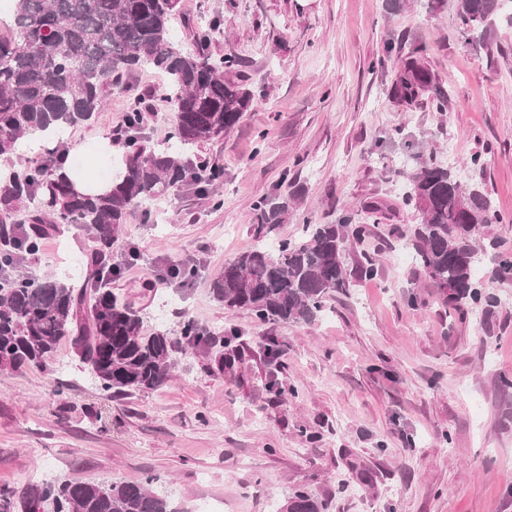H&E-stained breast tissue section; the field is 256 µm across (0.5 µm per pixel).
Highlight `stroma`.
Wrapping results in <instances>:
<instances>
[{"instance_id": "1", "label": "stroma", "mask_w": 512, "mask_h": 512, "mask_svg": "<svg viewBox=\"0 0 512 512\" xmlns=\"http://www.w3.org/2000/svg\"><path fill=\"white\" fill-rule=\"evenodd\" d=\"M456 3L181 0L175 34L187 43L221 19L210 50L242 59L257 105L195 153L223 166L216 191L170 193L129 219L112 254V290L145 313L143 334L161 325L179 333L189 317L203 328L232 323L243 343L225 348L224 369L213 356L182 354L162 389L111 400L73 364L67 339L57 355L71 369L0 370L1 490L61 475L109 483L158 474L181 512L205 502L279 512L296 492L321 512H512V389L499 383L512 378V283L497 285L487 318L449 315L398 241L418 222L402 201L400 164L430 147L465 184L473 176L461 160L485 151L483 182L504 218L493 233L512 239V22L497 19L495 41L480 48L462 36ZM418 46L450 95L445 113L394 102L393 63L375 65L386 50ZM165 85L155 70L126 74L94 121L64 132L65 148L92 154V174L110 179L124 151L112 129L130 99L144 101L150 142L170 134ZM294 190L298 204L271 241L297 237L304 217L333 224L357 212L370 230L350 243L346 265L369 253L375 276L330 293L310 324L227 313L210 284L254 245L252 203ZM89 244L85 233H50L24 269L79 276ZM176 263L195 277L162 283ZM269 334L282 343L274 360L260 345ZM272 380L298 398L270 391Z\"/></svg>"}]
</instances>
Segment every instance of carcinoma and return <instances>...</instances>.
Here are the masks:
<instances>
[{"instance_id": "obj_1", "label": "carcinoma", "mask_w": 512, "mask_h": 512, "mask_svg": "<svg viewBox=\"0 0 512 512\" xmlns=\"http://www.w3.org/2000/svg\"><path fill=\"white\" fill-rule=\"evenodd\" d=\"M12 2V35L0 37V159L6 161L0 167V370L44 369L68 336L80 366L108 395L157 390L170 379L176 352L206 354L218 344L236 343L240 334L230 324L206 331L185 319L178 337L166 329L142 335L141 312L112 292V248L137 208L186 187L206 192L223 181L221 166H196L191 156L201 144L232 133L254 108L253 91L237 79L243 62L209 52L221 27L217 18L193 33V47L176 42L171 27L180 0ZM458 13L464 35L488 40L501 0H458ZM141 68L166 75L173 132L165 143H146L141 102L132 101L121 135L122 164L104 191L79 190L57 145L43 147L40 165L7 164L22 138L90 121L112 85ZM390 97L406 104L424 98L435 111H448V92L436 84L421 47L399 60ZM417 159L403 196L419 217L407 241L415 266L450 312L497 306L496 284L512 282V248L491 234L503 217L483 183L465 187L434 156ZM296 200L294 193H276L254 201L255 246L225 262L210 286L227 312L247 309L262 322L281 325L310 323L329 293L349 288L348 243L366 232L352 212L335 224L307 219L300 238L279 242L273 252L266 248L263 238L285 223ZM27 204L37 212L33 221H14ZM64 225L90 235L79 281L20 273L21 261L40 253L44 235ZM488 248L497 251L495 265L480 279L473 255ZM159 481L157 475L108 485L61 478L28 489L17 501L0 491V512H181L152 488ZM280 512H320V506L298 493Z\"/></svg>"}]
</instances>
